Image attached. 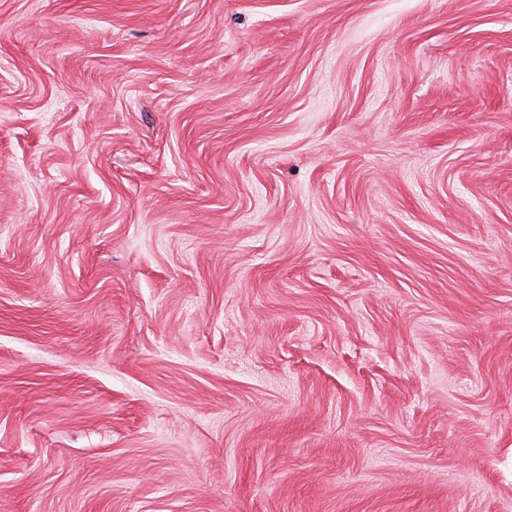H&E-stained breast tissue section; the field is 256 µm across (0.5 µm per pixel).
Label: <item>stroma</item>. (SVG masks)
Wrapping results in <instances>:
<instances>
[{"label": "stroma", "instance_id": "obj_1", "mask_svg": "<svg viewBox=\"0 0 512 512\" xmlns=\"http://www.w3.org/2000/svg\"><path fill=\"white\" fill-rule=\"evenodd\" d=\"M0 512H512V0H0Z\"/></svg>", "mask_w": 512, "mask_h": 512}]
</instances>
